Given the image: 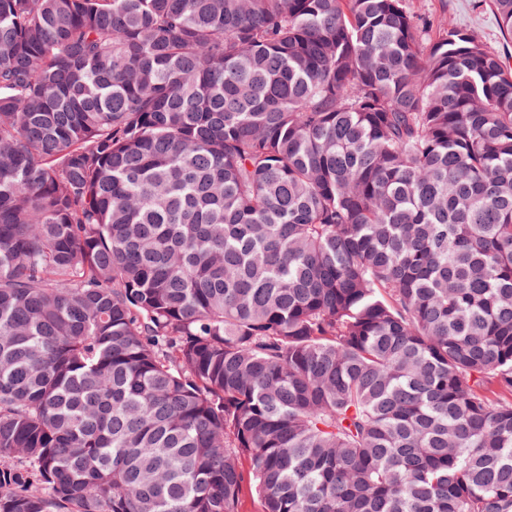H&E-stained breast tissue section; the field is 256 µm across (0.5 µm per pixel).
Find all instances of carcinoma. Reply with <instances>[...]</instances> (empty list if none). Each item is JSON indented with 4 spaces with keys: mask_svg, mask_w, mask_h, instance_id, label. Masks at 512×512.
<instances>
[{
    "mask_svg": "<svg viewBox=\"0 0 512 512\" xmlns=\"http://www.w3.org/2000/svg\"><path fill=\"white\" fill-rule=\"evenodd\" d=\"M248 484L512 512V68L409 0H0V512Z\"/></svg>",
    "mask_w": 512,
    "mask_h": 512,
    "instance_id": "obj_1",
    "label": "carcinoma"
}]
</instances>
